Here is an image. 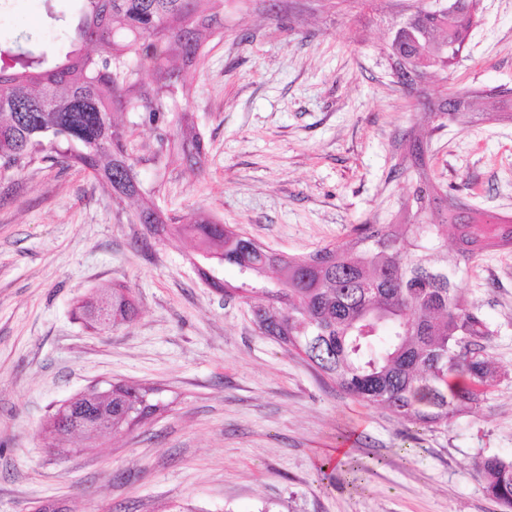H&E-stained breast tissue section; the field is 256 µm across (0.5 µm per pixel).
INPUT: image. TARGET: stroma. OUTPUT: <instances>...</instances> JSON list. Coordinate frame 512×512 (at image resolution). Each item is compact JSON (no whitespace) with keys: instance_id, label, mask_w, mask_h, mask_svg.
Returning a JSON list of instances; mask_svg holds the SVG:
<instances>
[{"instance_id":"35a3bbf8","label":"stroma","mask_w":512,"mask_h":512,"mask_svg":"<svg viewBox=\"0 0 512 512\" xmlns=\"http://www.w3.org/2000/svg\"><path fill=\"white\" fill-rule=\"evenodd\" d=\"M411 2L212 0L165 122L116 116L162 215L304 256L412 218L417 137L434 184L512 218V120H426L449 94L512 91V0H477L456 63L407 88L388 44ZM51 8L74 18L81 3L0 0V43L31 31L65 55ZM183 110L207 144L199 171L162 155ZM136 207L63 161L0 173V512H503L479 464L512 459L511 247L455 277L491 325L498 377L475 412L428 430L261 334L250 304L203 278L197 241L132 223ZM112 287L137 318L91 327L82 304ZM114 382L153 389L159 410L117 437L51 431L61 404Z\"/></svg>"}]
</instances>
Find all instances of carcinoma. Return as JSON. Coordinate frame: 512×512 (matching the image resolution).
I'll return each mask as SVG.
<instances>
[{
    "label": "carcinoma",
    "mask_w": 512,
    "mask_h": 512,
    "mask_svg": "<svg viewBox=\"0 0 512 512\" xmlns=\"http://www.w3.org/2000/svg\"><path fill=\"white\" fill-rule=\"evenodd\" d=\"M76 22H64L72 50L56 58L38 37L22 33L0 45V170L22 171L61 157L112 190L119 199L141 201L132 223L156 234L170 225L145 201L137 179L140 158L116 112H141L165 120V100L175 80L199 63L202 31L215 22L205 0H82ZM471 0H450L445 12L421 10L412 29L397 31L389 56L401 55L420 76L440 70L451 46L469 28ZM172 54L181 71L151 85ZM172 147L195 165L206 155L191 113L173 133ZM416 213L440 229L455 230V259L418 253L417 224H361L354 237L299 257L283 259L251 245L249 238L218 227L205 216L175 225L202 249L217 248L223 261L246 270L261 288L235 287L252 307L261 332L298 354L348 395L384 406L424 429L446 425L480 403L479 388L495 372L486 358L492 331L486 319L458 292L455 267L469 264L490 247L512 246V220L491 215L477 220L448 205L428 179L415 190ZM92 321L108 328L131 322L137 306L126 288L112 289V301L87 304ZM147 390L118 384L109 394L79 398L53 431L72 435L101 430L130 431L146 409ZM485 492L512 512V460L493 456L480 464Z\"/></svg>",
    "instance_id": "obj_1"
}]
</instances>
